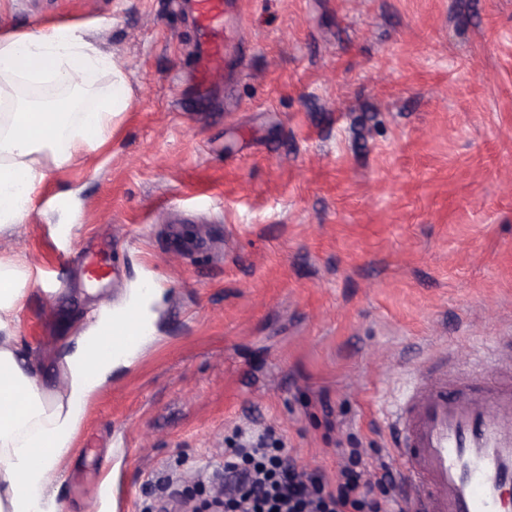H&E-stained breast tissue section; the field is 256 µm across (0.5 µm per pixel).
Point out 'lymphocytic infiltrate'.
Returning a JSON list of instances; mask_svg holds the SVG:
<instances>
[{
    "mask_svg": "<svg viewBox=\"0 0 512 512\" xmlns=\"http://www.w3.org/2000/svg\"><path fill=\"white\" fill-rule=\"evenodd\" d=\"M232 455L238 463L226 468L214 494L224 512H404L397 470L385 461L362 465L357 448L349 449L332 479L297 466L283 449L271 447L266 434L242 437ZM376 486L386 487V495L375 497Z\"/></svg>",
    "mask_w": 512,
    "mask_h": 512,
    "instance_id": "obj_1",
    "label": "lymphocytic infiltrate"
}]
</instances>
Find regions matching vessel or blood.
<instances>
[{
  "mask_svg": "<svg viewBox=\"0 0 512 512\" xmlns=\"http://www.w3.org/2000/svg\"><path fill=\"white\" fill-rule=\"evenodd\" d=\"M198 29L224 23V0H194ZM224 63V44L202 43V78ZM145 331L135 316L113 322V357L139 354ZM392 450L413 512H512V342L499 343L458 372L441 356L420 365L402 403L386 411Z\"/></svg>",
  "mask_w": 512,
  "mask_h": 512,
  "instance_id": "obj_1",
  "label": "vessel or blood"
}]
</instances>
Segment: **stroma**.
Returning a JSON list of instances; mask_svg holds the SVG:
<instances>
[{
    "label": "stroma",
    "instance_id": "obj_1",
    "mask_svg": "<svg viewBox=\"0 0 512 512\" xmlns=\"http://www.w3.org/2000/svg\"><path fill=\"white\" fill-rule=\"evenodd\" d=\"M187 3L0 0V32L84 28L131 94L95 150L40 158L0 231L55 390L92 310L155 296L139 357L84 401L65 512H99L100 479L128 512L162 478L203 499L238 431L329 476L346 448L390 459L381 395L512 336V0H224L202 97Z\"/></svg>",
    "mask_w": 512,
    "mask_h": 512
}]
</instances>
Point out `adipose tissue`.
Here are the masks:
<instances>
[{
    "mask_svg": "<svg viewBox=\"0 0 512 512\" xmlns=\"http://www.w3.org/2000/svg\"><path fill=\"white\" fill-rule=\"evenodd\" d=\"M27 61L55 85L74 91L81 90L93 72L111 65L73 27L0 36L1 99ZM129 101V88L120 75L112 82L111 96L83 112L69 98L45 108L13 99L11 111L0 114V228L21 219L32 187L43 176L37 166L39 154L62 164L96 147L113 116ZM24 282L21 262L0 263V512H62L48 487L80 425L76 404L115 365L108 355L88 357L89 349L101 342L100 328L111 324L112 313L103 311L79 349L66 356L69 385L65 393L53 392L15 344V315Z\"/></svg>",
    "mask_w": 512,
    "mask_h": 512,
    "instance_id": "obj_1",
    "label": "adipose tissue"
}]
</instances>
